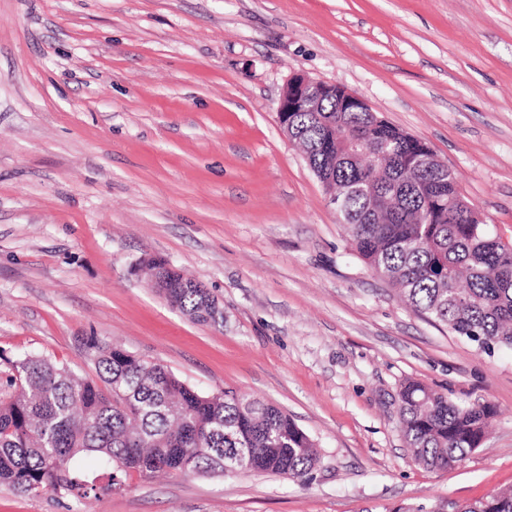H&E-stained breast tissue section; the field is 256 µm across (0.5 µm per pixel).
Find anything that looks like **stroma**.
<instances>
[{"label":"stroma","mask_w":512,"mask_h":512,"mask_svg":"<svg viewBox=\"0 0 512 512\" xmlns=\"http://www.w3.org/2000/svg\"><path fill=\"white\" fill-rule=\"evenodd\" d=\"M295 73L427 143L512 237V0H0V378L24 353L95 378L78 339L100 336L278 407L320 455L304 484L134 475L81 502L0 486V512H435L512 486V349L414 313L359 256L278 125ZM145 255L223 321L172 309L133 273ZM409 380L497 408L456 467L414 461Z\"/></svg>","instance_id":"stroma-1"}]
</instances>
